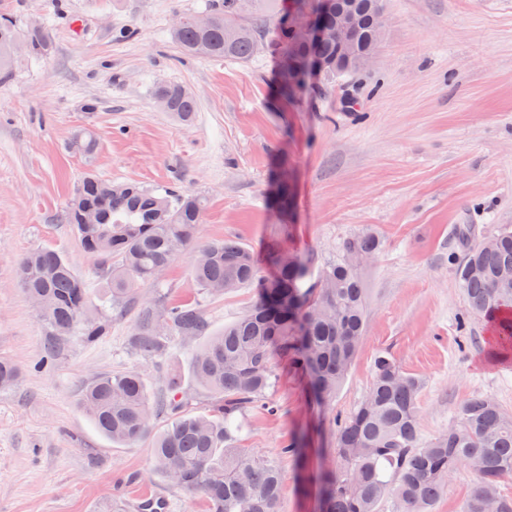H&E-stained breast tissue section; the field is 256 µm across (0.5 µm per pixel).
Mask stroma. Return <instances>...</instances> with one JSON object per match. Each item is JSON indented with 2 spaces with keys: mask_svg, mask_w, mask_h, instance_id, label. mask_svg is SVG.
<instances>
[{
  "mask_svg": "<svg viewBox=\"0 0 512 512\" xmlns=\"http://www.w3.org/2000/svg\"><path fill=\"white\" fill-rule=\"evenodd\" d=\"M214 2L0 0V13L41 25L54 46L45 59L19 53L0 76V358L23 370L0 390V512H107L115 500L139 512L146 496L167 501L169 512H204L153 467L165 417L121 445L79 405L89 376L133 368L154 396L177 375L193 412H205L210 398L195 388L190 367L197 342H175L154 363L128 347L133 315L116 319L104 309L107 336L90 343L72 334L51 366H40L51 331L14 270L25 253L49 248L101 294L98 258L64 222L87 172L200 194L207 205L199 239L230 237L258 255L275 243L318 268L362 231L380 238L362 270L366 333L335 397L316 402L305 379L282 364L245 416L241 447L276 459L284 475L282 512H317L320 477L334 466L331 421L365 398L378 354L423 382L421 441L457 422L476 395L512 413V359L495 357L494 324L467 319L452 262L463 250L457 225H472L479 237L512 225V0H385L379 52L353 79L357 116L341 103V81L326 88L312 76L294 99H280L273 52L247 63L183 55L169 36L175 19L208 15ZM160 83L193 92V122L158 111ZM81 130L96 137L92 156L69 147ZM276 174L291 189L285 210L268 203ZM194 259L193 250L181 252L164 290L141 288L135 301L161 292L173 304L197 302L217 333L255 290L204 295L191 280ZM292 442L300 454L281 455Z\"/></svg>",
  "mask_w": 512,
  "mask_h": 512,
  "instance_id": "35a3bbf8",
  "label": "stroma"
}]
</instances>
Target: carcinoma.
I'll list each match as a JSON object with an SVG mask.
<instances>
[{
	"label": "carcinoma",
	"instance_id": "cac0c4a2",
	"mask_svg": "<svg viewBox=\"0 0 512 512\" xmlns=\"http://www.w3.org/2000/svg\"><path fill=\"white\" fill-rule=\"evenodd\" d=\"M316 16L336 26V6L349 3L359 21L357 43L346 68L336 69L344 50L330 39L304 40L299 23L280 17L262 27L245 22L254 0H224L201 28L196 17L180 18L171 38L186 54L238 62L252 60L267 47L288 60L280 69L278 94L291 99L303 88L307 62L324 63L321 77L329 85L364 70L375 57L384 30L374 17L383 0H318ZM46 56L52 45L37 26L22 32L13 17L0 14V72L11 67L15 46ZM154 98L182 122L198 112L192 93L177 84H159ZM72 147L91 154L95 137L78 134ZM105 181L94 174L78 183L73 199L100 210L99 224H80L74 204L64 220L73 225L83 248L99 257L104 302L117 316L135 309L131 337L136 354L159 358L175 341L206 336L192 355L193 382L211 398L210 413L188 410L190 398L175 379L162 397H150L135 369L89 378L81 392L82 408L98 430L117 444L144 436L154 414L169 424L154 439L155 468L178 488L199 496L206 512H281L282 477L276 461L239 447L243 416L275 379V361L307 379L313 397L330 401L343 384L366 328L367 296L358 258L373 259L381 244L372 233L353 236L339 246L336 259L324 263L317 277L312 262L286 255L270 245L266 261L276 269L260 276L255 255L234 240L197 244L194 284L210 295L253 286L252 306L224 329L208 335L209 321L197 304L174 305L160 294L134 306L136 289L161 287L162 276L185 247L194 243L205 199L181 189L159 192L133 183H114L103 197ZM270 202L288 208V182L277 183ZM456 276L471 316L498 328V354L512 355V228L502 227L453 257ZM16 281L54 340L79 332L93 341L108 333V324L93 316L91 291L72 265L50 249L23 255ZM20 369L0 359V390L14 385ZM421 380L405 372L391 357L374 360V379L366 398L337 425L336 466L321 484V512H380L393 499L399 512H430L448 476L464 464L476 473L478 485L464 512H487L497 499V512H512V499L499 493V482L512 471V415L495 400L475 396L461 409V422L422 443L418 437Z\"/></svg>",
	"mask_w": 512,
	"mask_h": 512
}]
</instances>
